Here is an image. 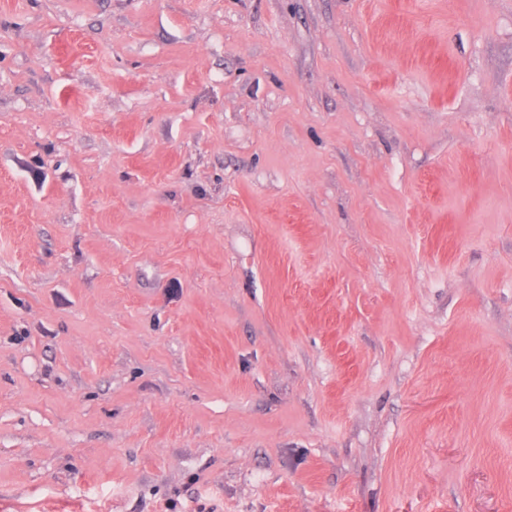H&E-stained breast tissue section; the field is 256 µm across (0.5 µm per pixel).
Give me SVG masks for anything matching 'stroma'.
Returning <instances> with one entry per match:
<instances>
[{
	"instance_id": "obj_1",
	"label": "stroma",
	"mask_w": 512,
	"mask_h": 512,
	"mask_svg": "<svg viewBox=\"0 0 512 512\" xmlns=\"http://www.w3.org/2000/svg\"><path fill=\"white\" fill-rule=\"evenodd\" d=\"M0 512H512V0H0Z\"/></svg>"
}]
</instances>
